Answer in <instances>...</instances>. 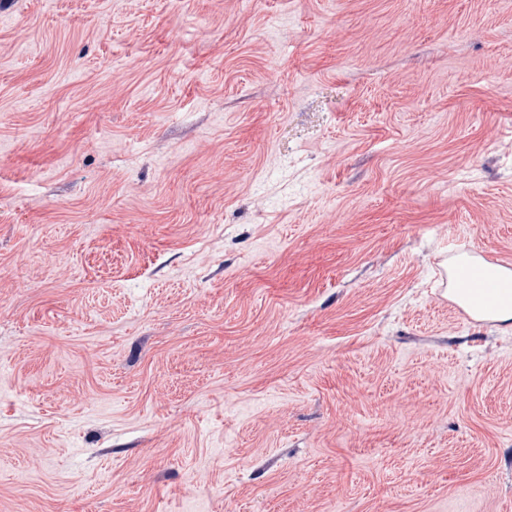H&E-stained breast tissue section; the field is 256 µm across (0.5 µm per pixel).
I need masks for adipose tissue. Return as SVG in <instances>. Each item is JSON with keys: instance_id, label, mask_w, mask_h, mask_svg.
<instances>
[{"instance_id": "1", "label": "adipose tissue", "mask_w": 512, "mask_h": 512, "mask_svg": "<svg viewBox=\"0 0 512 512\" xmlns=\"http://www.w3.org/2000/svg\"><path fill=\"white\" fill-rule=\"evenodd\" d=\"M454 300L472 318L512 332V269L463 254L450 261Z\"/></svg>"}]
</instances>
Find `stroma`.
<instances>
[{"label": "stroma", "mask_w": 512, "mask_h": 512, "mask_svg": "<svg viewBox=\"0 0 512 512\" xmlns=\"http://www.w3.org/2000/svg\"><path fill=\"white\" fill-rule=\"evenodd\" d=\"M512 0H0V512H512ZM451 264L454 301L472 318L512 332V270L463 254Z\"/></svg>", "instance_id": "35a3bbf8"}]
</instances>
